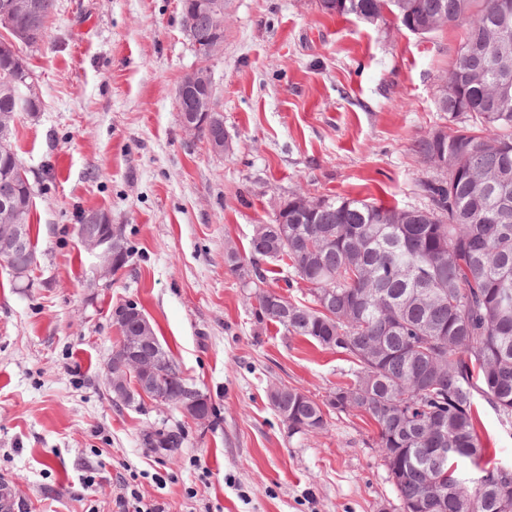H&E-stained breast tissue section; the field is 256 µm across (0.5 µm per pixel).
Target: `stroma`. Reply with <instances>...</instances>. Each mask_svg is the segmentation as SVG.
I'll return each mask as SVG.
<instances>
[{
	"label": "stroma",
	"mask_w": 512,
	"mask_h": 512,
	"mask_svg": "<svg viewBox=\"0 0 512 512\" xmlns=\"http://www.w3.org/2000/svg\"><path fill=\"white\" fill-rule=\"evenodd\" d=\"M224 10L209 65L221 154L180 121L175 88L199 64L180 0H57L44 42L20 49L40 110L17 113L14 140L37 264L21 283L0 264V486L14 512H115L125 485L165 512H400L366 417L335 411L308 434L282 424L271 386L323 399L353 365L260 321L227 257H245L295 191L424 206L431 171L411 143L449 123L437 86L463 30L420 36L327 15L319 0ZM91 210L132 252L109 281L78 241ZM127 301L207 394V420L113 403L104 365ZM478 411L485 446L512 466V423ZM176 428L174 456L144 441Z\"/></svg>",
	"instance_id": "35a3bbf8"
}]
</instances>
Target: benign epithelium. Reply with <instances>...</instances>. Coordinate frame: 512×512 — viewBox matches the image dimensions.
Wrapping results in <instances>:
<instances>
[{"label":"benign epithelium","instance_id":"obj_1","mask_svg":"<svg viewBox=\"0 0 512 512\" xmlns=\"http://www.w3.org/2000/svg\"><path fill=\"white\" fill-rule=\"evenodd\" d=\"M36 10L33 0H14L0 11V23L8 24L15 13H32ZM489 61L496 65L506 63L508 45L499 41L485 48ZM207 94L197 100L195 112L183 122L186 131L193 133L199 128L209 130L207 144L215 152H224L228 146L222 114L214 104L211 84L202 79ZM79 240L86 251L94 255L99 264L100 278L112 276L117 265L123 260L122 235L119 228L101 220L99 224L85 226ZM26 249V232L22 224H0V255L12 256ZM112 322L117 330L125 331L124 345L111 356L105 373L112 399L130 404L137 398H148L161 406L173 405L189 418L203 421L209 416L210 403L207 395L199 388L182 384L179 389L165 386L162 382V368L167 364L156 334L149 319L135 306L124 304L112 313Z\"/></svg>","mask_w":512,"mask_h":512}]
</instances>
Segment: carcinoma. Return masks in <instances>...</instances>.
I'll use <instances>...</instances> for the list:
<instances>
[{
    "label": "carcinoma",
    "mask_w": 512,
    "mask_h": 512,
    "mask_svg": "<svg viewBox=\"0 0 512 512\" xmlns=\"http://www.w3.org/2000/svg\"><path fill=\"white\" fill-rule=\"evenodd\" d=\"M36 12L15 16L27 46L44 41L56 0H35ZM339 15L386 14L406 29L432 18L465 26L449 74L459 91L439 110L472 121L438 146L426 134L412 150L433 165L438 150L448 172L419 183L427 207L400 209L350 197L320 198L312 218L300 213L288 234L269 225L258 255L250 241L258 315L285 332L346 355L355 365L350 383L336 389V406L288 387L282 402L304 427L319 432L330 412L356 411L374 426V440L400 501L401 512H512L497 487L512 485V470L484 464L477 401L512 421V99H498L501 71L483 44L502 28L504 0H348ZM194 52L224 32L212 15L182 12ZM0 40V122L38 111L32 77L14 43ZM12 141L0 143V205L15 208L31 226L32 191L21 188ZM289 262L308 287L310 304L264 290L259 262Z\"/></svg>",
    "instance_id": "carcinoma-1"
}]
</instances>
